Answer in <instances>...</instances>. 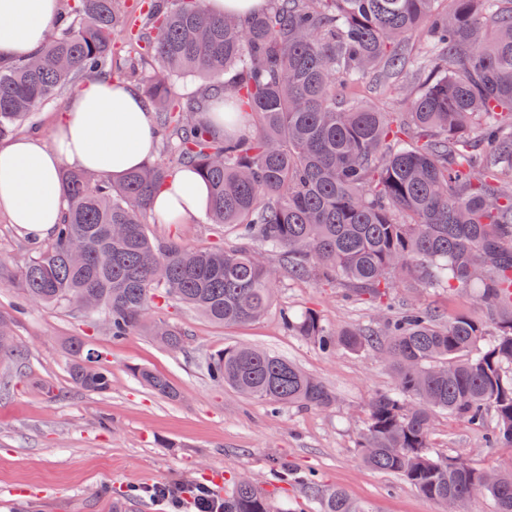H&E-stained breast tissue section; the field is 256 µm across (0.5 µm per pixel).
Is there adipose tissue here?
<instances>
[{
	"label": "adipose tissue",
	"mask_w": 512,
	"mask_h": 512,
	"mask_svg": "<svg viewBox=\"0 0 512 512\" xmlns=\"http://www.w3.org/2000/svg\"><path fill=\"white\" fill-rule=\"evenodd\" d=\"M60 0H0V64L26 60L45 43ZM152 117L126 84L93 77L68 97L49 139L27 134L0 141V213L30 236L51 235L60 224L61 173L75 168L121 178L151 162ZM205 184L191 171L177 173L153 196L163 218H188L206 209Z\"/></svg>",
	"instance_id": "ef3b65f1"
}]
</instances>
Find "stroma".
<instances>
[{"instance_id": "obj_1", "label": "stroma", "mask_w": 512, "mask_h": 512, "mask_svg": "<svg viewBox=\"0 0 512 512\" xmlns=\"http://www.w3.org/2000/svg\"><path fill=\"white\" fill-rule=\"evenodd\" d=\"M150 230L161 239L176 234L193 247L242 243L236 229L209 223L202 214L184 219L174 232L158 224ZM395 296L447 319L479 312L468 294L445 288H400ZM305 307L334 327L377 319L374 309L347 300L342 289L287 277L269 311L242 326L212 324L179 304L153 309V317L186 330L185 346L177 351L140 331L112 339L102 321L67 307L27 308L14 323L21 357H0V381L8 385L0 392V512H23L30 504L36 512H112L116 500L129 512H170L149 494H134V487L177 483L188 492L204 484L221 498L245 474L265 485L283 461L342 490L366 512H441L398 475L361 462L357 441L368 419L366 404L392 388V374L376 349L326 354L288 333L284 311ZM73 336L106 357L109 393L71 382L66 343ZM235 344L275 353L320 378L335 392V405L275 409L216 384L207 362ZM133 365L165 375L179 398L161 397L139 383L129 372ZM429 451L438 459L466 458L478 468H512V446H488L484 431L448 414L436 416Z\"/></svg>"}]
</instances>
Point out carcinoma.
Instances as JSON below:
<instances>
[{
  "instance_id": "cac0c4a2",
  "label": "carcinoma",
  "mask_w": 512,
  "mask_h": 512,
  "mask_svg": "<svg viewBox=\"0 0 512 512\" xmlns=\"http://www.w3.org/2000/svg\"><path fill=\"white\" fill-rule=\"evenodd\" d=\"M45 44L0 65V137L17 134L77 75L142 81L156 113L157 160L113 180L63 173L65 208L51 240L26 254L14 283L22 303L68 306L103 321L114 339L144 328L171 350L185 332L149 312L164 299L218 326L245 325L273 305L280 268L335 283L383 314L373 326L327 325L312 308L285 316L288 332L325 353L380 346L395 385L368 402L361 460L401 476L440 505L487 496L512 512V470L492 483L462 458L428 452L443 412L512 446V8L499 0H268L247 18L212 17L205 0H61ZM126 32L127 67H107L112 35ZM427 34L423 76L400 85L406 108L344 89L403 71L406 45ZM202 74L224 92V136L202 121L204 97L172 94L173 80ZM190 168L209 190L212 224L280 253L200 249L149 230L148 201ZM470 295L481 314L441 321L408 304L391 315L397 288ZM15 318L0 312V356H20ZM71 381L112 390L106 360L68 344ZM213 380L277 407L326 410L336 395L276 354L246 345L210 357ZM136 380L178 397L162 374ZM307 489L319 512H366L337 488ZM224 512H273L256 485L236 481Z\"/></svg>"
}]
</instances>
